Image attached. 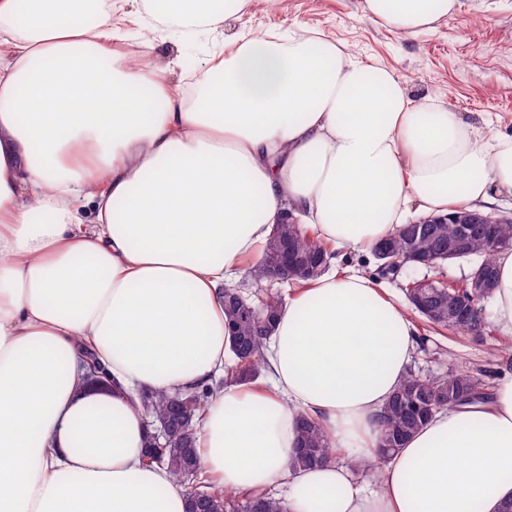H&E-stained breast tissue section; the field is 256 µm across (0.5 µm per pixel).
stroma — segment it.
<instances>
[{"instance_id": "35a3bbf8", "label": "stroma", "mask_w": 512, "mask_h": 512, "mask_svg": "<svg viewBox=\"0 0 512 512\" xmlns=\"http://www.w3.org/2000/svg\"><path fill=\"white\" fill-rule=\"evenodd\" d=\"M312 28L345 45L354 55L377 61L389 69L405 87L413 102L436 97L475 124H490L495 133L512 137V0H461L460 9L438 21L434 28L410 38L398 36L362 12V0H281L269 9L266 0H250L230 30L286 32ZM210 51L206 40H164L154 53L163 67L175 55L183 67L164 69V79L184 82L186 93L196 89L195 78ZM337 266H349L404 301V277L466 281L472 271L467 261H453L438 269L410 267L403 277L379 275L377 263L368 253L351 251L337 257ZM417 344L409 364L410 372L423 378L454 373L466 368H483L491 382L512 374V334L488 322L484 337L474 338L426 328L420 316H413Z\"/></svg>"}]
</instances>
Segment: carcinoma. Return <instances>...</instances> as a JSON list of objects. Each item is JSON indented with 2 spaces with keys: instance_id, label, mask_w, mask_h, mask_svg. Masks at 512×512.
<instances>
[{
  "instance_id": "carcinoma-1",
  "label": "carcinoma",
  "mask_w": 512,
  "mask_h": 512,
  "mask_svg": "<svg viewBox=\"0 0 512 512\" xmlns=\"http://www.w3.org/2000/svg\"><path fill=\"white\" fill-rule=\"evenodd\" d=\"M491 234L498 244L488 243L486 236L471 232L467 252L461 258L477 257L478 265L497 274L493 257L512 249V223L492 225ZM463 236L458 224H429L414 234L402 231L390 237L393 257L407 252H431L433 263L443 265L457 260L448 256V244ZM289 245L299 261L324 259L331 261L335 252L320 241L315 234L298 224H276L264 245L259 261L248 267V274L256 285L266 281V269L279 261L280 245ZM408 304L434 331H451L458 334L481 336L483 325L448 322V308L463 309L470 302L471 288H431L427 295L420 289L403 285ZM282 299L268 294L254 301L236 288L224 289V316L229 330L231 363L224 367V376L189 393L143 391L137 396L138 404L154 418H168L172 427L168 447L155 455L145 452V464L165 465L174 478L186 485L203 484L208 478L202 475L195 451V433L203 419L207 405L213 396L225 386L250 384L265 368L264 350L275 330L276 315ZM488 397L482 371L458 372L434 378H421L409 373L381 415V451L377 460L358 463L356 468L379 472L385 456L403 446L432 415L444 408L476 404ZM335 454L332 443L321 424L312 418L301 417L298 448L292 458L295 466H313L327 462ZM188 512H287L284 501L270 495H246L242 498L233 493L214 489L201 499L188 495Z\"/></svg>"
}]
</instances>
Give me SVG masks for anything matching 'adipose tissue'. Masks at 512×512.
Returning <instances> with one entry per match:
<instances>
[{
	"label": "adipose tissue",
	"mask_w": 512,
	"mask_h": 512,
	"mask_svg": "<svg viewBox=\"0 0 512 512\" xmlns=\"http://www.w3.org/2000/svg\"><path fill=\"white\" fill-rule=\"evenodd\" d=\"M248 0H0V512H187L183 483L142 464L137 392L224 373L225 282L297 216L368 252L414 217L512 195V139L302 28L228 38ZM459 0H364L412 37ZM205 37L199 101L161 77L157 41ZM321 42L322 53L311 50ZM94 217L84 222L83 204ZM512 333V250L495 257ZM416 330L371 277L326 272L282 304L264 387L228 386L197 434L226 490L287 489L288 512H500L512 500V376L438 411L357 482ZM94 354L106 384L87 381ZM344 461L295 467L300 416Z\"/></svg>",
	"instance_id": "adipose-tissue-1"
}]
</instances>
